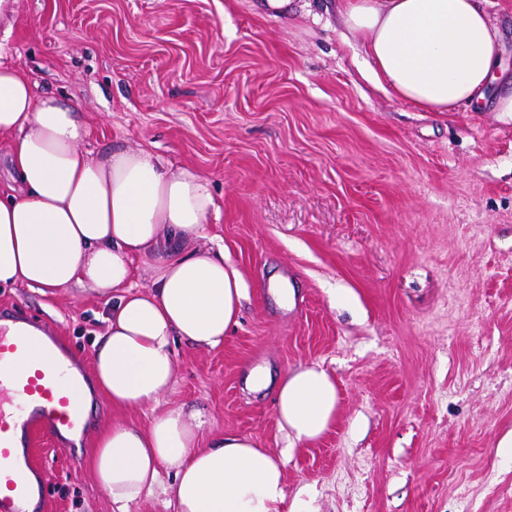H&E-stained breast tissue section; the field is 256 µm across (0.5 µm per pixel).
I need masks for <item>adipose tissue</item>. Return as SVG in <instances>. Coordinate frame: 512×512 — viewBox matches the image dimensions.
I'll use <instances>...</instances> for the list:
<instances>
[{"label":"adipose tissue","mask_w":512,"mask_h":512,"mask_svg":"<svg viewBox=\"0 0 512 512\" xmlns=\"http://www.w3.org/2000/svg\"><path fill=\"white\" fill-rule=\"evenodd\" d=\"M346 37L359 42L399 100L429 112L478 106L502 74V33L490 0H338ZM19 0H0V140L15 172L0 183V284L39 292L76 287L104 299L97 385L113 404L151 406L148 428L115 424L93 456L98 484L119 512L152 494L169 469L176 512H303L287 504L278 456L249 436L203 438L197 409H159L175 381L174 345L216 348L239 323L245 283L223 255L198 251L217 213L209 180L143 147L96 154L78 105L38 97L13 62ZM152 259L150 289L136 260ZM274 387L289 445L320 439L336 419L331 376L309 366L271 377L252 370L248 391Z\"/></svg>","instance_id":"1"}]
</instances>
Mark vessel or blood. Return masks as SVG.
<instances>
[{
    "instance_id": "obj_1",
    "label": "vessel or blood",
    "mask_w": 512,
    "mask_h": 512,
    "mask_svg": "<svg viewBox=\"0 0 512 512\" xmlns=\"http://www.w3.org/2000/svg\"><path fill=\"white\" fill-rule=\"evenodd\" d=\"M81 357L41 321L0 305V512H46L49 471L37 435L73 454L93 424Z\"/></svg>"
}]
</instances>
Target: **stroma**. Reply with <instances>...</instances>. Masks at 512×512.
<instances>
[{
	"label": "stroma",
	"instance_id": "1",
	"mask_svg": "<svg viewBox=\"0 0 512 512\" xmlns=\"http://www.w3.org/2000/svg\"><path fill=\"white\" fill-rule=\"evenodd\" d=\"M14 61L37 95L80 104L87 149H150L210 182L204 243L245 281L222 346L176 341L162 406L283 454L311 512H512V116L425 112L377 87L337 0H21ZM296 293L280 308L268 278ZM91 362L101 298L0 286ZM317 365L331 429L289 446L254 367ZM151 408L103 399L72 456L39 441L49 512H116L92 458L111 424Z\"/></svg>",
	"mask_w": 512,
	"mask_h": 512
}]
</instances>
